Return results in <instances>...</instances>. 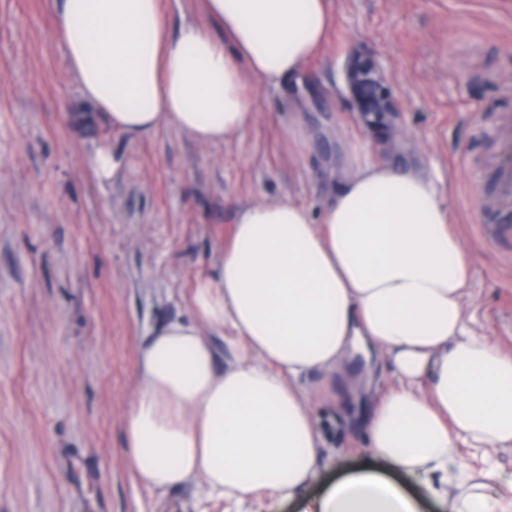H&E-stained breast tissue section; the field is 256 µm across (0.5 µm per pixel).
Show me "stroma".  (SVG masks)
Masks as SVG:
<instances>
[{"instance_id": "1", "label": "stroma", "mask_w": 512, "mask_h": 512, "mask_svg": "<svg viewBox=\"0 0 512 512\" xmlns=\"http://www.w3.org/2000/svg\"><path fill=\"white\" fill-rule=\"evenodd\" d=\"M313 90L248 80L254 117L206 145L172 125L131 143L84 102L53 0H0V512H194L192 490L156 495L128 473L124 419L138 352L190 313L240 207L319 211L322 181L366 138L343 88L345 58L376 59L400 108L392 142L435 179L472 263L478 331L512 354V211L499 210V144L482 129L512 114V0H328ZM304 118L310 143L288 140ZM124 159L99 179L100 149ZM331 395L312 396L325 451L318 486L369 462L363 416L397 384L388 360L356 357Z\"/></svg>"}]
</instances>
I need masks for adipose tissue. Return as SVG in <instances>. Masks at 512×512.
Listing matches in <instances>:
<instances>
[{
	"mask_svg": "<svg viewBox=\"0 0 512 512\" xmlns=\"http://www.w3.org/2000/svg\"><path fill=\"white\" fill-rule=\"evenodd\" d=\"M208 25L171 36L161 0H58L54 24L83 99L128 141L170 124L221 144L252 122L245 77L294 80L322 47L327 0H203ZM320 222L291 201L238 210L191 315L154 331L135 367L127 467L145 489L196 487L197 512L259 495L294 500L316 482L321 434L309 376L355 353L391 360L399 387L363 421L375 456L444 512H512V479L459 451L512 447V355L471 325V262L432 177L345 150ZM232 331L219 362L214 337ZM419 496L371 469L302 512H420Z\"/></svg>",
	"mask_w": 512,
	"mask_h": 512,
	"instance_id": "obj_1",
	"label": "adipose tissue"
}]
</instances>
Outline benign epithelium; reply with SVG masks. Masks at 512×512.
<instances>
[{
    "label": "benign epithelium",
    "instance_id": "benign-epithelium-1",
    "mask_svg": "<svg viewBox=\"0 0 512 512\" xmlns=\"http://www.w3.org/2000/svg\"><path fill=\"white\" fill-rule=\"evenodd\" d=\"M344 83L352 97L359 117L367 129L380 125L391 129L398 116L395 100L378 76L377 63L369 58L351 56L343 69Z\"/></svg>",
    "mask_w": 512,
    "mask_h": 512
}]
</instances>
